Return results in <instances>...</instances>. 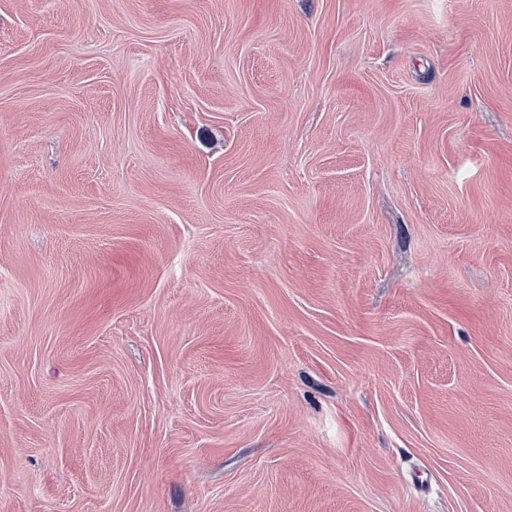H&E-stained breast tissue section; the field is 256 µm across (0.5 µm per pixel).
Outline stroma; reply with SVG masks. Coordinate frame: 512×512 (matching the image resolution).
I'll return each instance as SVG.
<instances>
[{
    "mask_svg": "<svg viewBox=\"0 0 512 512\" xmlns=\"http://www.w3.org/2000/svg\"><path fill=\"white\" fill-rule=\"evenodd\" d=\"M0 512H512V0H0Z\"/></svg>",
    "mask_w": 512,
    "mask_h": 512,
    "instance_id": "1",
    "label": "stroma"
}]
</instances>
